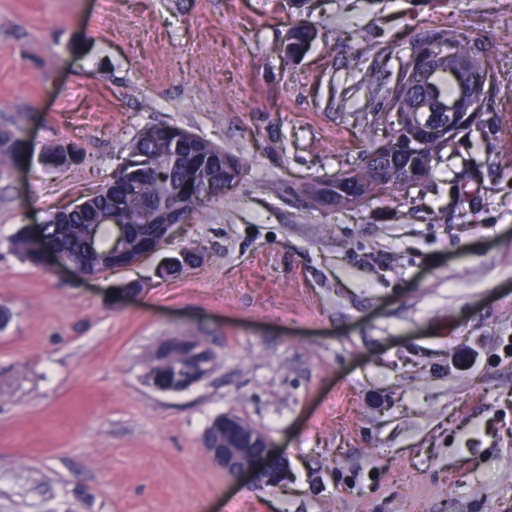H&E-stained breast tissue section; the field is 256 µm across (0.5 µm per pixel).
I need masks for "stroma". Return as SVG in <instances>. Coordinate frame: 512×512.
<instances>
[{"mask_svg":"<svg viewBox=\"0 0 512 512\" xmlns=\"http://www.w3.org/2000/svg\"><path fill=\"white\" fill-rule=\"evenodd\" d=\"M308 48L284 63L296 25ZM433 27L485 44L492 108L425 183L355 209L304 193L356 164L365 74ZM0 512H512V0H0ZM244 159L162 255L100 278L13 242L107 183L141 129ZM85 160L48 169L58 145ZM220 367L167 394L148 349ZM288 480L229 482L218 415ZM18 121L0 125V166L15 165L21 156L22 140ZM149 366L143 379L161 393H177L205 381L219 368L214 350L195 336H168L147 354ZM200 443L228 481L250 476L256 485L265 478L266 485L277 487L288 477L287 462L273 453L269 437L244 419L218 416L204 430ZM275 462L280 468L274 471Z\"/></svg>","mask_w":512,"mask_h":512,"instance_id":"stroma-1","label":"stroma"}]
</instances>
